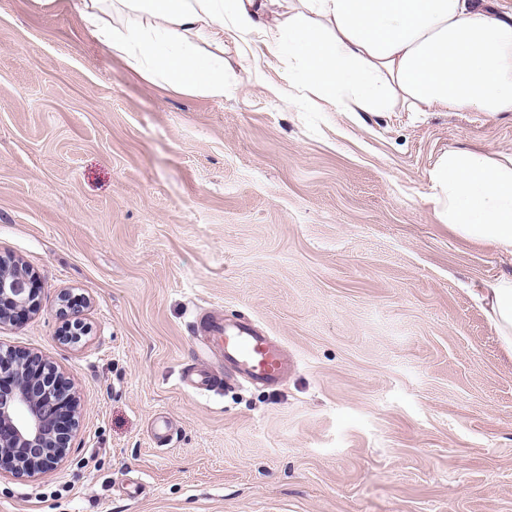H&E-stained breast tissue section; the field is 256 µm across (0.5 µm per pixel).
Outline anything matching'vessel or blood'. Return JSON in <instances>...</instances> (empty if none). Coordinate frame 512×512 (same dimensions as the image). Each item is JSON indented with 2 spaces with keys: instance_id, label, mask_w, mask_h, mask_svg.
Here are the masks:
<instances>
[{
  "instance_id": "obj_1",
  "label": "vessel or blood",
  "mask_w": 512,
  "mask_h": 512,
  "mask_svg": "<svg viewBox=\"0 0 512 512\" xmlns=\"http://www.w3.org/2000/svg\"><path fill=\"white\" fill-rule=\"evenodd\" d=\"M199 329L211 345L221 349L224 369H184L181 381L195 392L213 391L238 377L274 388L291 369L287 352L253 323H230L224 317L210 315L200 320Z\"/></svg>"
}]
</instances>
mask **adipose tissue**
<instances>
[{
  "instance_id": "ef3b65f1",
  "label": "adipose tissue",
  "mask_w": 512,
  "mask_h": 512,
  "mask_svg": "<svg viewBox=\"0 0 512 512\" xmlns=\"http://www.w3.org/2000/svg\"><path fill=\"white\" fill-rule=\"evenodd\" d=\"M130 13L114 23L115 5ZM86 29L139 74L224 94V32L265 36L306 89L351 112L512 113V9L502 0H74ZM210 53H202V46ZM442 223L512 255V155L449 150L429 172ZM512 349V274L485 288Z\"/></svg>"
}]
</instances>
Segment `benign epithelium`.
Returning <instances> with one entry per match:
<instances>
[{"label": "benign epithelium", "instance_id": "7a95c632", "mask_svg": "<svg viewBox=\"0 0 512 512\" xmlns=\"http://www.w3.org/2000/svg\"><path fill=\"white\" fill-rule=\"evenodd\" d=\"M26 267L0 263V324L11 320L10 309L34 310L33 290L27 288ZM35 355L0 352V376L14 379L12 388L0 390V475L39 477L63 460L68 436L58 420L73 412L77 402L64 373L41 363L31 373Z\"/></svg>", "mask_w": 512, "mask_h": 512}]
</instances>
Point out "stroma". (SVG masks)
Here are the masks:
<instances>
[{
    "label": "stroma",
    "instance_id": "1",
    "mask_svg": "<svg viewBox=\"0 0 512 512\" xmlns=\"http://www.w3.org/2000/svg\"><path fill=\"white\" fill-rule=\"evenodd\" d=\"M224 60L223 97L178 90L70 0H0V257L40 301L0 350L79 403L66 457L0 477V512H512V351L480 293L512 257L442 224L428 180L451 149L512 155V114L290 105L260 34L225 31ZM206 311L294 369L194 393L186 365L222 366Z\"/></svg>",
    "mask_w": 512,
    "mask_h": 512
}]
</instances>
